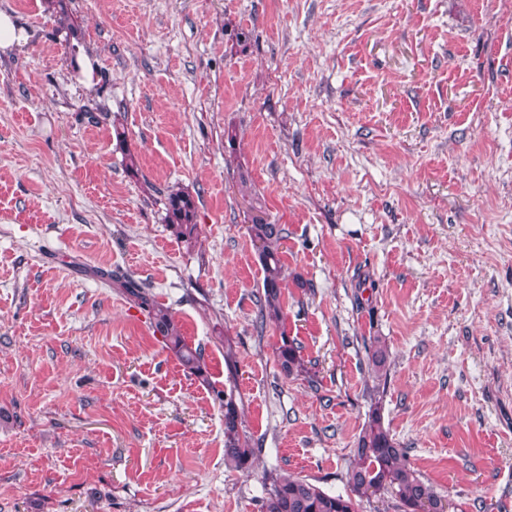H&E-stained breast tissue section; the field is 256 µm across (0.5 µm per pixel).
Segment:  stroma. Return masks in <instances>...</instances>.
Listing matches in <instances>:
<instances>
[{
  "label": "stroma",
  "mask_w": 512,
  "mask_h": 512,
  "mask_svg": "<svg viewBox=\"0 0 512 512\" xmlns=\"http://www.w3.org/2000/svg\"><path fill=\"white\" fill-rule=\"evenodd\" d=\"M55 2L0 0L29 33L0 50V512H259L273 469L346 493L372 336L408 465L454 512H512V0H66L70 31ZM242 173L288 230L282 325L256 323ZM108 272L170 308L210 386ZM284 332L317 389L282 375ZM164 206V222L173 235L187 247L195 246L199 235L195 198L181 187L168 186ZM236 386L224 387L216 396L224 406V465L232 470L248 472L254 463L256 449L244 429L243 413L240 408Z\"/></svg>",
  "instance_id": "1"
}]
</instances>
